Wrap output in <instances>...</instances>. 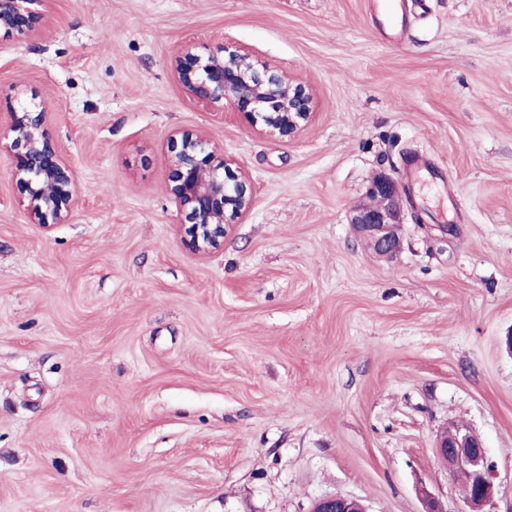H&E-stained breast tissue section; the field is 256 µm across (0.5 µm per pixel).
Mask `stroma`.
<instances>
[{"label": "stroma", "mask_w": 512, "mask_h": 512, "mask_svg": "<svg viewBox=\"0 0 512 512\" xmlns=\"http://www.w3.org/2000/svg\"><path fill=\"white\" fill-rule=\"evenodd\" d=\"M405 6L396 43L367 0H51L0 34V114L51 105L79 197L30 223L0 154V512H463L461 423L512 512V0ZM225 42L313 88L296 138L185 96L175 54ZM181 128L257 189L209 255L165 192ZM380 172L416 210L389 260L349 222ZM313 512H368L361 500L341 494H334L319 499Z\"/></svg>", "instance_id": "1"}]
</instances>
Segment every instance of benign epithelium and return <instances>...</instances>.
I'll return each mask as SVG.
<instances>
[{"label": "benign epithelium", "instance_id": "benign-epithelium-1", "mask_svg": "<svg viewBox=\"0 0 512 512\" xmlns=\"http://www.w3.org/2000/svg\"><path fill=\"white\" fill-rule=\"evenodd\" d=\"M38 0H0V31L36 32L46 13ZM173 76L184 94L214 110L228 107L249 128L275 139L295 137L313 114L314 94L287 72L261 63L224 43L201 56L183 49L174 58ZM50 105L20 104L0 124V152L12 160L13 176L28 194L29 221L49 229L65 223L77 204L74 172L49 132ZM166 193L183 219L184 244L197 253L224 246L227 228L253 207L256 188L202 128L177 131L168 144ZM369 202L351 210L350 223L375 253L391 257L402 248L403 195L390 174L373 177ZM436 456L453 474L474 479L463 512H484L494 493V465L482 439L461 424L439 437ZM313 512H368L361 500L341 494L319 499Z\"/></svg>", "mask_w": 512, "mask_h": 512}]
</instances>
